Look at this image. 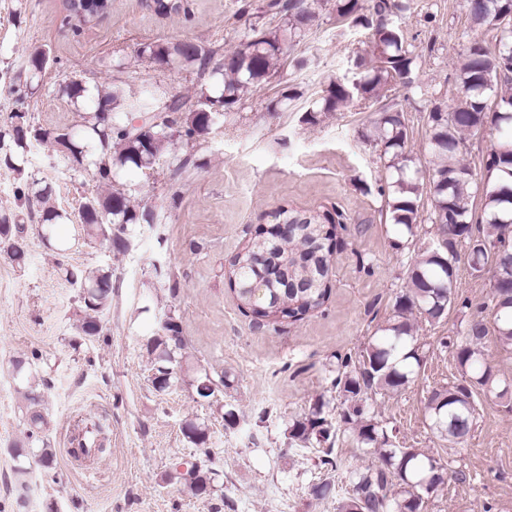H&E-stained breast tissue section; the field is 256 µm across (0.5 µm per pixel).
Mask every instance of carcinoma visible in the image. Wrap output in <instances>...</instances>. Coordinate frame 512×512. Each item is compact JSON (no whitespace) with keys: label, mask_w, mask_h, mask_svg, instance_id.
I'll list each match as a JSON object with an SVG mask.
<instances>
[{"label":"carcinoma","mask_w":512,"mask_h":512,"mask_svg":"<svg viewBox=\"0 0 512 512\" xmlns=\"http://www.w3.org/2000/svg\"><path fill=\"white\" fill-rule=\"evenodd\" d=\"M321 0H272L268 7L284 14L275 26H250L243 41L214 60L217 51L190 38L157 39L138 49V56L156 65L170 64L195 68L209 74L208 86L197 93L195 109L184 111L181 100H171L166 92L145 89L135 99L126 96L118 84L97 90L91 96L80 81L60 89L73 104L87 101L91 106L80 113V123L71 127L45 129L24 114L4 119L0 133V164L17 173L23 185L18 199L28 207L38 205L37 229L46 246L62 256L68 243L57 237V228L70 220L65 210L50 204L53 190L29 180L27 167L31 147L49 143L65 152L70 169L91 174L99 190L84 198L80 226L85 238L108 243L111 251L129 248V224H152L154 213L117 184L126 172L149 170L159 165L179 140L189 144L225 121L234 107L254 88L279 73L288 52L305 37L318 19L315 5ZM474 29L493 33L494 48L479 37L464 50L454 103L448 110L434 105L428 112V170L414 165L406 153L408 132L403 114L382 107L372 121L367 138L380 148L384 160L385 196L389 224L399 249L414 242L418 218L424 204L430 205L431 238L417 250L409 266L405 288L396 297L392 320L378 327L358 359L336 358L334 386L341 399L340 421L326 417V402L319 397L308 413L288 426V439L304 448L320 449L319 462L336 469L332 457L336 441L353 444L372 458L366 466L345 471L344 482L351 493L339 505V512H425L429 500L445 482L459 479L441 459L419 448H398L391 432L375 414V396L394 393L418 377L423 365V347L418 343L419 323L430 325L443 320L458 302L460 247L471 274L490 269L496 274L491 291L492 325H487L484 309L468 319L461 338L449 343L461 372L457 383L430 392L426 399V419L433 433L450 443L461 444L476 425V398L481 394L499 402L512 403V376L492 365L482 342L494 332L499 343L512 348V31L502 26L512 21V0H466ZM408 7V0H333L336 20L371 30L368 49L357 54V69L351 80H331L304 111L302 122L316 126L324 117L342 108L367 106L388 97L397 84L410 85L421 55L403 41L393 21ZM112 9V0H66V20L79 31ZM49 66V52L36 48L25 67L30 83H39ZM146 113L135 126L119 118V111ZM496 131L484 162L487 177L478 181L462 156L468 137ZM496 172L498 177L490 179ZM482 200L481 213L473 209L475 197ZM278 218L295 225L292 238L267 248L268 264L280 266L288 276L310 280V287L285 292L261 265L254 267V255L262 251L259 238L246 241L229 259L225 275L240 308L258 321L301 320L320 309L330 296L331 254L326 246L329 225L344 223L338 212L297 209L282 205ZM0 255L18 266L29 260L28 228L15 216L0 213ZM66 281L79 288L84 314L76 329L84 337L102 333V317L112 306V269L63 267ZM264 289V301L255 307L250 286ZM186 342L181 317L166 314L158 331L146 343V355L157 378L153 388L164 393L182 380L175 367L183 359ZM19 380L17 392L24 402L25 442L11 448L15 474L24 482L29 457L38 458L46 469L55 466L54 449L44 443L42 432L45 380L31 364L15 359L11 364ZM225 385L224 374L205 372L193 380L196 394L210 398ZM101 427L85 418L75 424L72 444L87 460L102 461L106 453L99 438Z\"/></svg>","instance_id":"1"}]
</instances>
